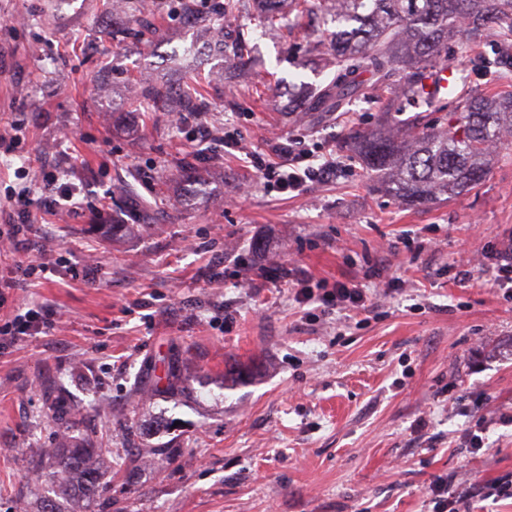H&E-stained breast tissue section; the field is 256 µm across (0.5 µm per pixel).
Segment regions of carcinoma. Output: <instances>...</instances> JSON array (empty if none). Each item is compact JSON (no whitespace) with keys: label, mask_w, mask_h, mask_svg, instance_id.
Returning <instances> with one entry per match:
<instances>
[{"label":"carcinoma","mask_w":512,"mask_h":512,"mask_svg":"<svg viewBox=\"0 0 512 512\" xmlns=\"http://www.w3.org/2000/svg\"><path fill=\"white\" fill-rule=\"evenodd\" d=\"M136 17L141 32L155 34L143 9L142 0H122ZM264 8L258 16L262 26H282L290 18L310 10V0H260ZM330 4L327 19L336 24L334 38L335 77L325 86L312 90L305 104L307 112H336L362 91L357 76L368 72L382 87H398L397 97L408 98L414 107L430 106L434 93L418 89L428 67H445L448 62V34L463 33V47L472 45L487 28L504 40H512V0H323ZM243 0H223L211 11L200 14L197 0H179L178 8L189 20L204 23L216 32L215 45L224 47V20L241 10ZM153 112L174 111V99L163 85H150L140 92ZM181 112H207L209 107L200 87L190 86L180 99ZM385 121L405 127V137L394 139L377 130L355 134L354 147L369 176L383 178L387 192L414 206L427 205L441 197L454 196L476 184L485 175L483 159L502 144V134L512 130V93L490 103L462 99L457 112L444 127H438L420 114L399 118L392 112ZM167 364L162 393L183 388L180 361L172 354L162 358ZM51 402L55 419L67 435L80 412L59 396ZM55 468L43 473L56 485L58 495L78 498L107 489L112 471L126 470L133 475L138 460L114 458L103 448L86 441L65 439L51 451Z\"/></svg>","instance_id":"carcinoma-1"}]
</instances>
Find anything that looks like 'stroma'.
<instances>
[{
  "mask_svg": "<svg viewBox=\"0 0 512 512\" xmlns=\"http://www.w3.org/2000/svg\"><path fill=\"white\" fill-rule=\"evenodd\" d=\"M102 0H0V225L22 173H70L80 208L35 219L22 251L0 269H50L16 290L4 311L60 312L46 333L0 345V512H41L55 494L39 475L60 428L49 385L83 409L75 438L139 457L102 495L73 512H431L437 479L469 492L468 512H512L477 485L512 478V300L491 267L453 266L512 237V144L495 150L475 187L425 207L374 188L353 152L336 144L377 127L393 101L371 74L364 92L329 116L300 112L329 82L330 53L313 25L264 30L257 8L231 19L250 39L247 66L232 56L186 54L203 30L156 0L152 43L105 36ZM51 14L48 27L38 23ZM488 31L459 53L454 96L512 92ZM203 79L209 110L176 126L135 97L141 82L180 90ZM304 129L315 158L338 155L333 181L288 197L260 188L249 158L274 157ZM241 147L225 146L224 131ZM195 160L205 182L178 174ZM151 207L130 234L102 236L113 217ZM263 251H255V242ZM366 288L392 283L362 311L301 303L298 273ZM179 354L187 378L175 396H135L148 362ZM472 429L485 450L469 448Z\"/></svg>",
  "mask_w": 512,
  "mask_h": 512,
  "instance_id": "1",
  "label": "stroma"
}]
</instances>
